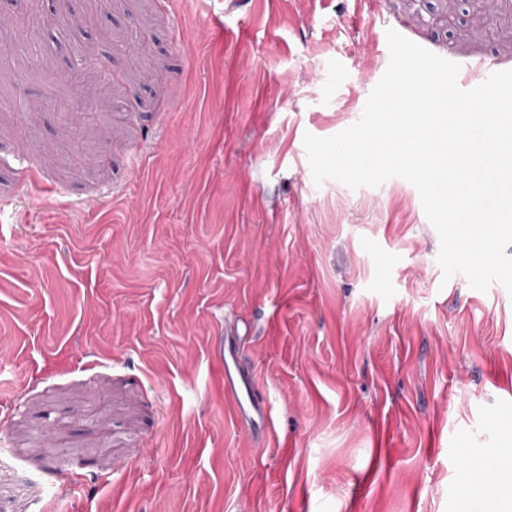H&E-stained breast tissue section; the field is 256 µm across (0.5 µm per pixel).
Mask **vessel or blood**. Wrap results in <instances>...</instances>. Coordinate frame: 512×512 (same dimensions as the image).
I'll return each instance as SVG.
<instances>
[{
    "label": "vessel or blood",
    "mask_w": 512,
    "mask_h": 512,
    "mask_svg": "<svg viewBox=\"0 0 512 512\" xmlns=\"http://www.w3.org/2000/svg\"><path fill=\"white\" fill-rule=\"evenodd\" d=\"M502 69V64L493 57L467 60L460 64L457 83L460 88L468 90ZM224 394L232 399L238 418L247 431L263 433L268 430L271 419L269 403L259 392L254 374L242 368L239 344L233 336L224 339ZM468 466L477 489L485 497H502L499 479L488 478L482 461L469 460Z\"/></svg>",
    "instance_id": "vessel-or-blood-1"
}]
</instances>
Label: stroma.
<instances>
[{"label": "stroma", "instance_id": "1", "mask_svg": "<svg viewBox=\"0 0 512 512\" xmlns=\"http://www.w3.org/2000/svg\"><path fill=\"white\" fill-rule=\"evenodd\" d=\"M86 3L24 80L0 69L12 512H472L466 460L512 465V293L444 278L408 181L315 184L303 139L360 119L387 29L512 69V0H118L89 31ZM135 27L148 81L118 51ZM227 335L268 435L224 395ZM77 114H80L76 120L71 122L73 130L70 132V140L68 141L66 147L68 152L72 158L76 156L79 152L80 148V130L78 129L82 122L84 121L86 115L91 116L93 112H98L95 108L94 104L88 98L83 99L80 107L77 109Z\"/></svg>", "mask_w": 512, "mask_h": 512}]
</instances>
